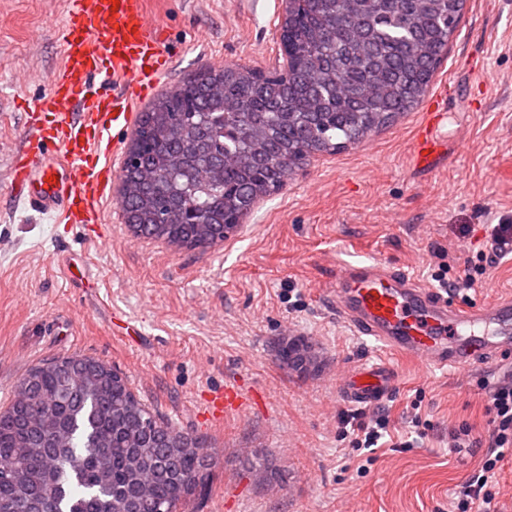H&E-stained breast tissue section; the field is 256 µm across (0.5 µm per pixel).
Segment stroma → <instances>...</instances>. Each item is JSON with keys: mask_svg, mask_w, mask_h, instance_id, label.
<instances>
[{"mask_svg": "<svg viewBox=\"0 0 512 512\" xmlns=\"http://www.w3.org/2000/svg\"><path fill=\"white\" fill-rule=\"evenodd\" d=\"M66 9L0 0V410L31 367L87 356L121 373L158 419L206 438L214 468L193 512H449L487 451L489 391L512 382V360L446 371L389 352L337 318L329 290L349 263L429 288L434 267L454 276L481 266L458 301L512 296V254L484 256L488 225L512 224V0H466L428 90L448 94L438 169L408 160L420 106L362 146L313 158L224 241L197 249L136 235L112 198L96 228L16 198L11 156L25 109L61 64ZM148 11L175 54L164 88L208 65L279 62L282 0H148ZM290 343L312 346L316 365L284 364ZM379 360L398 382L361 411L388 420L370 455L341 436L351 407L336 373ZM230 383L249 404L221 421L203 416L202 395ZM462 426L476 443L467 454L450 447ZM413 436L416 447L395 450ZM256 458L266 476L245 468Z\"/></svg>", "mask_w": 512, "mask_h": 512, "instance_id": "obj_1", "label": "stroma"}]
</instances>
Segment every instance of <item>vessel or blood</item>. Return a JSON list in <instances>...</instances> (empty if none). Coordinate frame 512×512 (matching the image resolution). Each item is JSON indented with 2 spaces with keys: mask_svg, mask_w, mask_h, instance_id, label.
<instances>
[{
  "mask_svg": "<svg viewBox=\"0 0 512 512\" xmlns=\"http://www.w3.org/2000/svg\"><path fill=\"white\" fill-rule=\"evenodd\" d=\"M61 42L62 65L26 114L11 180L33 210L64 224L98 225L112 181L101 145L110 143L113 156L123 155V133L171 67L169 39L150 21L146 0H68ZM446 119L442 100H435L410 144L414 168L433 170L447 157L448 140L440 133ZM332 293L343 322L434 367L512 358V298L463 305L377 263L344 265ZM396 382L388 363L374 361L339 378L337 387L350 405L362 408L381 402ZM246 402L231 384L205 397L215 419Z\"/></svg>",
  "mask_w": 512,
  "mask_h": 512,
  "instance_id": "b4317fda",
  "label": "vessel or blood"
}]
</instances>
